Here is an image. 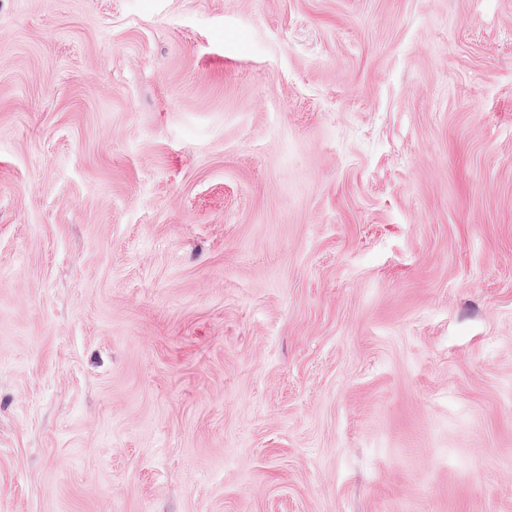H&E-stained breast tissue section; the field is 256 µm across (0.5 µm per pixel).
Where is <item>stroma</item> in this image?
Here are the masks:
<instances>
[{
    "instance_id": "stroma-1",
    "label": "stroma",
    "mask_w": 512,
    "mask_h": 512,
    "mask_svg": "<svg viewBox=\"0 0 512 512\" xmlns=\"http://www.w3.org/2000/svg\"><path fill=\"white\" fill-rule=\"evenodd\" d=\"M0 512H512V0H0Z\"/></svg>"
}]
</instances>
